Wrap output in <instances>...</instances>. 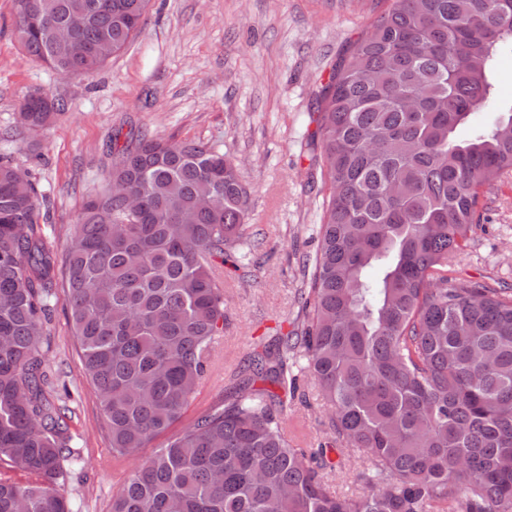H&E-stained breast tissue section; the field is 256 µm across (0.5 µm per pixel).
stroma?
<instances>
[{"label": "stroma", "instance_id": "obj_1", "mask_svg": "<svg viewBox=\"0 0 512 512\" xmlns=\"http://www.w3.org/2000/svg\"><path fill=\"white\" fill-rule=\"evenodd\" d=\"M389 0H151L128 50L90 76L61 77L15 35L13 0H0V157L25 169L45 197L41 227L64 254L85 202L102 192L118 132L144 129L164 140L220 149L248 189L242 237L224 267V335L176 431L234 394L250 356L304 319L303 262L314 255L320 180L302 152L316 130L315 94L331 67L383 13ZM44 91L66 108L46 129L22 127L17 112ZM480 219L449 265L459 280L512 284V174L482 189ZM51 393L67 406L73 445L64 494L73 512H111L136 460L112 452L96 391L72 334L64 295L51 301L43 344ZM283 408L299 444H332L329 413L308 374ZM337 493L365 491L356 452H332Z\"/></svg>", "mask_w": 512, "mask_h": 512}]
</instances>
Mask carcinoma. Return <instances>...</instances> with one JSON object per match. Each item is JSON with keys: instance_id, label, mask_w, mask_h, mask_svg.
<instances>
[{"instance_id": "obj_1", "label": "carcinoma", "mask_w": 512, "mask_h": 512, "mask_svg": "<svg viewBox=\"0 0 512 512\" xmlns=\"http://www.w3.org/2000/svg\"><path fill=\"white\" fill-rule=\"evenodd\" d=\"M149 3L14 0L16 34L56 73L92 75L126 50ZM77 44L91 52L75 57ZM509 47L512 0H393L331 68L311 142L329 194L307 322L249 359L228 403L139 460L112 512H512V285L460 281L448 263L481 188L512 172V107L493 84ZM24 102L31 131L65 107L47 93ZM480 112L498 116L457 139ZM112 157L111 179L143 209L110 185L85 203L66 304L112 451L132 456L182 417L224 334L216 268L241 238L248 194L202 142L131 131L113 135ZM16 168L0 158V460L38 482L0 481V512H72L61 480L77 452L40 354L59 267ZM218 196L224 207L208 208ZM302 372L336 441L365 460L366 494L332 491L327 449L298 447L274 410Z\"/></svg>"}]
</instances>
